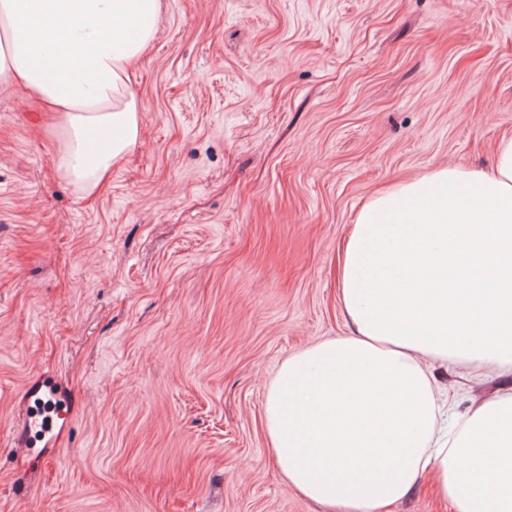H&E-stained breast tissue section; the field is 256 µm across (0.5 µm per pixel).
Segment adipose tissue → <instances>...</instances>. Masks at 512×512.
<instances>
[{
  "label": "adipose tissue",
  "mask_w": 512,
  "mask_h": 512,
  "mask_svg": "<svg viewBox=\"0 0 512 512\" xmlns=\"http://www.w3.org/2000/svg\"><path fill=\"white\" fill-rule=\"evenodd\" d=\"M159 0H0V85L47 112L56 169L94 193L140 137L131 74ZM354 326L288 356L265 431L288 484L383 512L432 472L454 512H512V390L454 410L435 365L512 374V136L491 169L445 166L369 197L342 247Z\"/></svg>",
  "instance_id": "1"
}]
</instances>
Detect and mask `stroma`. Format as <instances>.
I'll use <instances>...</instances> for the list:
<instances>
[{
    "label": "stroma",
    "instance_id": "35a3bbf8",
    "mask_svg": "<svg viewBox=\"0 0 512 512\" xmlns=\"http://www.w3.org/2000/svg\"><path fill=\"white\" fill-rule=\"evenodd\" d=\"M141 137L82 196L0 87V512H326L264 430L280 364L349 337L343 242L369 196L512 136V0H161ZM72 410L18 436L26 391ZM457 412L511 376H443ZM387 512H453L430 474ZM25 446L41 445V448H49L56 442L57 434L54 433L53 420L42 415L36 408L29 405L21 425Z\"/></svg>",
    "mask_w": 512,
    "mask_h": 512
}]
</instances>
